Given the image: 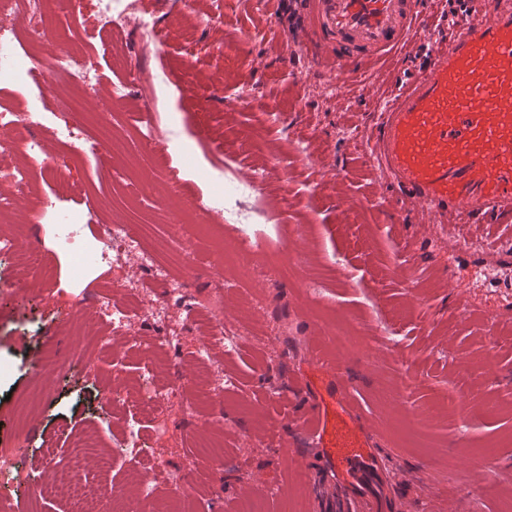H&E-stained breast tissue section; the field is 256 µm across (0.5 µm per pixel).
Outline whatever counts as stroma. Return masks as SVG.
<instances>
[{
    "instance_id": "1",
    "label": "stroma",
    "mask_w": 512,
    "mask_h": 512,
    "mask_svg": "<svg viewBox=\"0 0 512 512\" xmlns=\"http://www.w3.org/2000/svg\"><path fill=\"white\" fill-rule=\"evenodd\" d=\"M153 12L155 40L132 28L84 37L94 64L90 93L53 73L0 85L1 106L41 113L30 133L53 158L52 169L32 172L34 193L0 223V236L48 198L57 209L84 212L78 239L87 248L96 244L90 225H149L148 242L163 259L190 252L188 289L210 299L171 359L185 382L202 387L231 374L239 385L222 403L192 415L178 401L142 415L134 393L145 379L159 386L166 379L164 369L145 370L143 347L154 331L135 313L119 337L109 338L89 299L116 282L138 284L143 273L129 257L73 280L72 257L54 245L53 215L42 212L28 246L50 280L0 257V445L13 449L12 479L0 483V499L10 512H72L66 499L35 501L20 489L27 475L42 472L43 448L68 457L72 436L82 432L93 433L99 451L112 458L108 479L129 489L122 448L135 429L169 462L165 472L147 470L142 479L172 512H240L255 487L264 491L262 512H314L312 492L296 484L288 459L299 408L286 389L327 359L321 317L346 315L359 345L339 361L346 393L390 468L418 476L399 512H505L512 488L485 476L491 466L512 473V323L502 322L493 289L449 284L448 257L456 238L479 244L489 234L512 248V223L448 226L421 223L414 212L394 214L361 151V132L375 121L371 98L351 92L331 65L295 49L299 33L281 0H193L187 9L166 0ZM118 53L128 69L157 75L154 95L111 101V87L125 78L113 60ZM169 85L177 99L166 95ZM73 97L81 111L65 112ZM97 112L109 113L113 132L130 133L129 150L115 165L133 177L148 167V148L138 138L147 113L174 115L191 153L172 157L170 193L156 206L134 202L126 185L97 171L78 145L57 139L58 123ZM275 161L287 178L269 174ZM251 177L260 196L242 203L263 201L268 212L243 230L216 202L215 188ZM185 199L206 210L209 228L201 236L184 229ZM214 225L225 241L245 231L267 256L300 261L304 284L279 277L249 284L266 305L252 323H240V295L222 289L225 272L211 262ZM76 310L84 313L78 324L70 319ZM220 323L239 327L237 349L213 343L209 366L201 368L196 349ZM77 350L92 371L70 368L43 395L34 360L64 361ZM405 371L414 378L411 402L425 411L414 435L400 428L404 406L395 384ZM106 390L109 405L101 401ZM38 393L39 409L19 426L18 401ZM452 394L469 406L468 416L449 407ZM208 441L221 446L223 465L204 462ZM177 487L187 498L171 497Z\"/></svg>"
}]
</instances>
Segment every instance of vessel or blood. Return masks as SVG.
<instances>
[{
	"label": "vessel or blood",
	"mask_w": 512,
	"mask_h": 512,
	"mask_svg": "<svg viewBox=\"0 0 512 512\" xmlns=\"http://www.w3.org/2000/svg\"><path fill=\"white\" fill-rule=\"evenodd\" d=\"M303 13L304 52L376 99L367 156L396 208L428 224L512 220V0H465L440 13L439 36L420 22L423 0H306ZM407 50L421 59L414 72L365 75ZM324 376V392L302 377L293 388L305 411L292 459L318 462L317 512H394L380 449L337 450L358 414L335 368Z\"/></svg>",
	"instance_id": "1"
}]
</instances>
